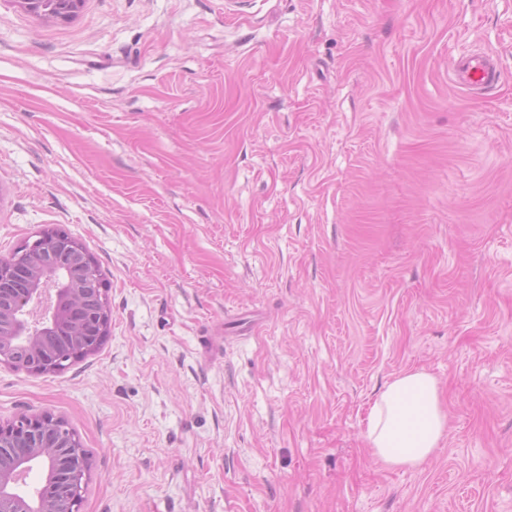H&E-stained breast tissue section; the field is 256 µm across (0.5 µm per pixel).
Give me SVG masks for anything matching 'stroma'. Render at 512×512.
<instances>
[{"label": "stroma", "instance_id": "35a3bbf8", "mask_svg": "<svg viewBox=\"0 0 512 512\" xmlns=\"http://www.w3.org/2000/svg\"><path fill=\"white\" fill-rule=\"evenodd\" d=\"M46 227L112 322L0 419L65 420L80 512H512V0H0V257ZM407 371L415 469L365 439ZM29 13L52 20H69L81 8L84 0H17ZM456 82L474 95H482L498 85L501 73L495 59L487 54H472L453 64ZM446 427L436 380L412 371L378 396L367 417L365 438L384 465L419 467L439 447Z\"/></svg>", "mask_w": 512, "mask_h": 512}]
</instances>
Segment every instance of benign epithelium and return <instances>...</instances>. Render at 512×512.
<instances>
[{
    "label": "benign epithelium",
    "instance_id": "benign-epithelium-1",
    "mask_svg": "<svg viewBox=\"0 0 512 512\" xmlns=\"http://www.w3.org/2000/svg\"><path fill=\"white\" fill-rule=\"evenodd\" d=\"M28 12L66 21L84 0H17ZM112 311L97 262L75 237L45 228L0 258V364L58 373L94 353ZM66 422L49 412L0 420V512H79L90 461ZM48 459L35 498L16 488L30 463Z\"/></svg>",
    "mask_w": 512,
    "mask_h": 512
}]
</instances>
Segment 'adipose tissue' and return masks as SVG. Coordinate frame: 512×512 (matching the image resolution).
Listing matches in <instances>:
<instances>
[{
	"label": "adipose tissue",
	"instance_id": "ef3b65f1",
	"mask_svg": "<svg viewBox=\"0 0 512 512\" xmlns=\"http://www.w3.org/2000/svg\"><path fill=\"white\" fill-rule=\"evenodd\" d=\"M446 427L436 380L412 371L378 396L367 417L365 438L384 465L417 467L434 454Z\"/></svg>",
	"mask_w": 512,
	"mask_h": 512
}]
</instances>
